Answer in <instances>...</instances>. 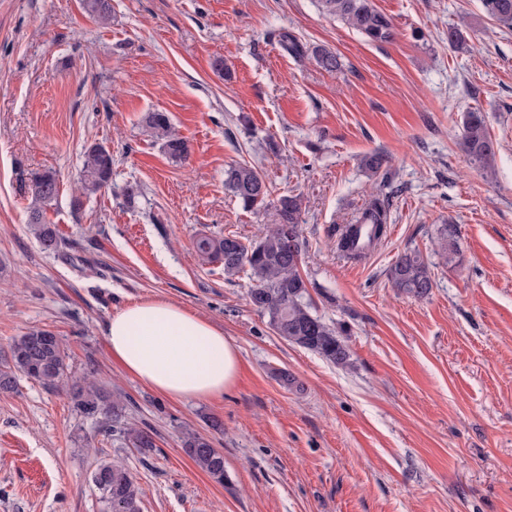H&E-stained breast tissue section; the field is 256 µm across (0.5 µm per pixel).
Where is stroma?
<instances>
[{"label":"stroma","mask_w":512,"mask_h":512,"mask_svg":"<svg viewBox=\"0 0 512 512\" xmlns=\"http://www.w3.org/2000/svg\"><path fill=\"white\" fill-rule=\"evenodd\" d=\"M373 3L392 42H366L318 0H111L107 25L82 0H0V352L28 329L52 331L71 378L102 380L128 422L156 434L139 453L65 393L20 378L0 394V512H101L92 473L112 459L136 476L142 512H512V31L481 0ZM284 32L303 57L281 47ZM473 110L496 144L492 177L460 147ZM149 112L167 113L185 160L146 131ZM93 144L110 150L112 181L76 212ZM374 150L389 185L360 165ZM239 164L272 198L301 195L300 272L349 366L281 339L248 304L247 273L195 252L200 235L249 243L268 224L224 185ZM47 171L60 184L46 211L62 241L53 253L27 225L31 179ZM377 194L393 232L348 260L338 230ZM446 224L453 263L438 245ZM412 251L432 274L423 298L388 279ZM154 299L237 346L223 395L164 396L113 358L112 316ZM189 430L223 450L224 483L187 455Z\"/></svg>","instance_id":"stroma-1"}]
</instances>
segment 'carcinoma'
I'll return each instance as SVG.
<instances>
[{
	"label": "carcinoma",
	"instance_id": "1",
	"mask_svg": "<svg viewBox=\"0 0 512 512\" xmlns=\"http://www.w3.org/2000/svg\"><path fill=\"white\" fill-rule=\"evenodd\" d=\"M483 7L495 23L512 30V0H482ZM85 9L99 23L110 24V0H84ZM322 11L335 15L375 44L389 43L395 37L390 18L379 11L373 0H320ZM144 122L162 149L172 159L186 156L185 141L171 126L164 112H150ZM461 146L470 160L485 175L495 174L496 151L483 115L467 113L462 126ZM362 166L385 182L390 177L387 159L379 152L368 154ZM112 180V153L104 146H89L83 155L80 170L81 195L71 200L72 209L81 210L82 196L98 192ZM225 185L246 209L270 212V227L260 240L244 244L234 234L223 237L203 235L194 241L197 254L209 263H218L224 274L233 276L246 271L255 286L247 293L249 303L268 318L273 331L285 341L320 354L331 363L347 367L351 353L336 328L327 325L311 311L306 281L300 273L305 251L302 230V199L285 195L272 201L270 190L261 173L253 166L237 165L226 173ZM60 191L57 178L51 172L32 179V206L27 223L42 249L56 251L61 240L46 221V206L56 201ZM356 224H373L375 240L383 236L388 223V201L373 197L357 212ZM441 247L448 251V261L459 254L456 229L446 224L440 231ZM389 279L398 291L413 297H423L433 288L429 265L416 252L401 255L389 269ZM67 349L62 339L41 328H33L12 339L8 353L0 357V393L15 390L17 376L23 375L52 391H63L73 408L83 417L100 423L106 435L116 432L126 444L147 453L155 448L154 436L129 423L125 408L109 399L101 381L68 376ZM183 445L193 463L213 480L224 483V454L212 441L194 431L183 436ZM99 491L102 512H141L142 490L128 466L121 461H101L92 475Z\"/></svg>",
	"mask_w": 512,
	"mask_h": 512
}]
</instances>
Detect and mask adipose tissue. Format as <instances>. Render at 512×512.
<instances>
[{"instance_id":"adipose-tissue-1","label":"adipose tissue","mask_w":512,"mask_h":512,"mask_svg":"<svg viewBox=\"0 0 512 512\" xmlns=\"http://www.w3.org/2000/svg\"><path fill=\"white\" fill-rule=\"evenodd\" d=\"M113 356L154 390L178 399H207L235 382L239 354L222 329L165 301L139 302L106 328Z\"/></svg>"}]
</instances>
